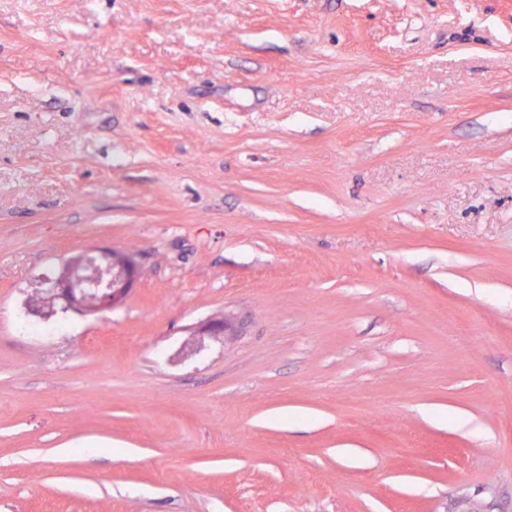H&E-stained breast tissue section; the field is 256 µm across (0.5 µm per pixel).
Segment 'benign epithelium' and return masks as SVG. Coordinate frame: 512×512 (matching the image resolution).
I'll return each mask as SVG.
<instances>
[{
    "label": "benign epithelium",
    "mask_w": 512,
    "mask_h": 512,
    "mask_svg": "<svg viewBox=\"0 0 512 512\" xmlns=\"http://www.w3.org/2000/svg\"><path fill=\"white\" fill-rule=\"evenodd\" d=\"M138 277V264L127 253L114 249L81 253L61 265L58 277L38 306L52 309L61 301L66 312L92 314L110 310L123 303ZM195 335H224V320L201 324Z\"/></svg>",
    "instance_id": "7a95c632"
}]
</instances>
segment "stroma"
Here are the masks:
<instances>
[{"label":"stroma","mask_w":512,"mask_h":512,"mask_svg":"<svg viewBox=\"0 0 512 512\" xmlns=\"http://www.w3.org/2000/svg\"><path fill=\"white\" fill-rule=\"evenodd\" d=\"M0 512H512V0H0ZM139 277L133 257L114 249L86 252L66 260L58 277L37 303L53 309L62 301L63 311L92 314L113 309L123 303ZM85 288H104L99 297H89Z\"/></svg>","instance_id":"obj_1"}]
</instances>
